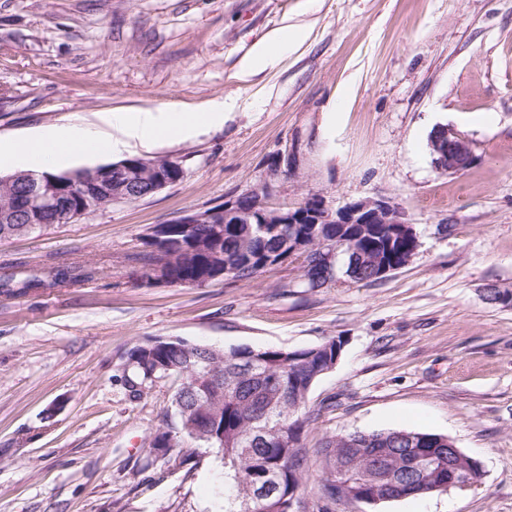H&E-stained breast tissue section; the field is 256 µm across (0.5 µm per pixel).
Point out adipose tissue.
Wrapping results in <instances>:
<instances>
[{"label":"adipose tissue","mask_w":512,"mask_h":512,"mask_svg":"<svg viewBox=\"0 0 512 512\" xmlns=\"http://www.w3.org/2000/svg\"><path fill=\"white\" fill-rule=\"evenodd\" d=\"M224 108V102L217 101L202 112L139 111L120 120L117 137H90L70 127H51L28 138L0 141V166L51 172L88 156L121 154L134 146L146 149L161 139H183L200 127L223 124Z\"/></svg>","instance_id":"adipose-tissue-1"}]
</instances>
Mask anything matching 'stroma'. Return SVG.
I'll return each mask as SVG.
<instances>
[{
    "label": "stroma",
    "mask_w": 512,
    "mask_h": 512,
    "mask_svg": "<svg viewBox=\"0 0 512 512\" xmlns=\"http://www.w3.org/2000/svg\"><path fill=\"white\" fill-rule=\"evenodd\" d=\"M279 63L241 64L280 30ZM222 125L134 148L185 178L76 223L0 241V512H224V469L157 459L174 379L130 400L128 350L178 337L216 348H311L336 338L312 388L323 437L406 428L478 459L474 487L370 504L322 496L317 459L297 512H512V0H0V139L53 126L108 135L138 110ZM438 125L473 143L464 172L436 168ZM269 186L334 209L397 205L420 246L404 268L308 287L299 261L250 280L148 287L150 227ZM85 281L23 289L60 266Z\"/></svg>",
    "instance_id": "1"
}]
</instances>
